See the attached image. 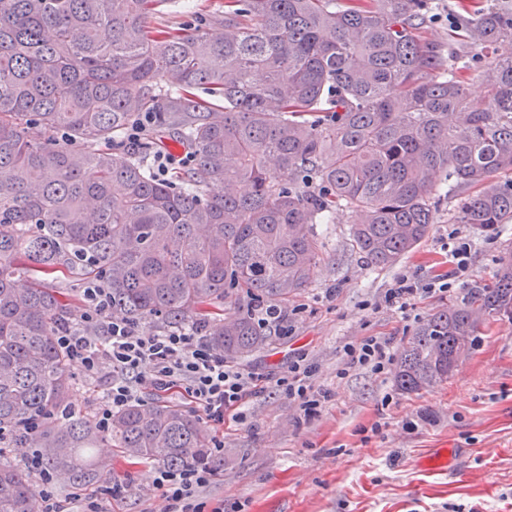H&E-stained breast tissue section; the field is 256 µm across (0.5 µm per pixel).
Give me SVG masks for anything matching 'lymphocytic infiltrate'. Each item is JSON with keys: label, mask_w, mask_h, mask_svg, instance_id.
I'll use <instances>...</instances> for the list:
<instances>
[{"label": "lymphocytic infiltrate", "mask_w": 512, "mask_h": 512, "mask_svg": "<svg viewBox=\"0 0 512 512\" xmlns=\"http://www.w3.org/2000/svg\"><path fill=\"white\" fill-rule=\"evenodd\" d=\"M83 309L71 328L61 331L56 343L91 378L104 376L108 387L96 419L108 427L113 413L137 402L141 389L181 392L208 420L239 421L242 407L258 394L252 376L235 370L202 338L197 326H177L147 331L112 311V295L102 282L82 288ZM350 365L383 371L395 360L387 341L367 337L348 345ZM208 463L178 469H161L154 484L165 502L164 512H203L199 491L208 486Z\"/></svg>", "instance_id": "lymphocytic-infiltrate-1"}]
</instances>
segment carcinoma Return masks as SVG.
<instances>
[{
    "label": "carcinoma",
    "mask_w": 512,
    "mask_h": 512,
    "mask_svg": "<svg viewBox=\"0 0 512 512\" xmlns=\"http://www.w3.org/2000/svg\"><path fill=\"white\" fill-rule=\"evenodd\" d=\"M167 0H0V512H30L22 443L78 488L112 479L88 449L181 468L205 429L179 406L133 403L102 429L75 411L72 325L49 281L102 280L141 323L196 324L226 360L270 335L252 310L308 286L313 233L355 212L353 250L393 264L471 187L456 224L512 223V0H462L468 19L431 38L433 0H226L192 31L153 24ZM484 60L469 94L455 45ZM204 92L208 98L198 95ZM141 112L155 123L121 152ZM194 164L155 176L169 143ZM444 178L436 186L431 174ZM232 303L236 314L221 317ZM512 319V252L495 280L442 304L403 347L396 387L454 373L481 327Z\"/></svg>",
    "instance_id": "obj_1"
}]
</instances>
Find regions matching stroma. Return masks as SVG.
<instances>
[{"label":"stroma","instance_id":"35a3bbf8","mask_svg":"<svg viewBox=\"0 0 512 512\" xmlns=\"http://www.w3.org/2000/svg\"><path fill=\"white\" fill-rule=\"evenodd\" d=\"M223 9L224 0H170L154 23L192 29L200 15ZM457 204L444 202L426 238L385 268L352 250L357 215L340 211L334 223L316 225L325 250L310 285L288 303L287 333L237 364L261 388L245 405V420L217 425L191 413L224 443L200 494L204 512H512L511 320L491 323L447 382L418 394L398 391L393 371L344 368L346 344L377 336L401 352L443 304L444 296L422 294L403 313L384 296L404 277L423 284L448 278V218ZM454 229L471 251L465 277L451 280L453 297L493 281L500 258L512 252V223L490 232ZM300 360L315 366L314 387L330 393L308 419L276 385ZM444 449L451 467H431ZM95 454L111 461L114 482L127 491L111 499L95 487L85 497L104 512H163L156 465L107 447Z\"/></svg>","mask_w":512,"mask_h":512}]
</instances>
